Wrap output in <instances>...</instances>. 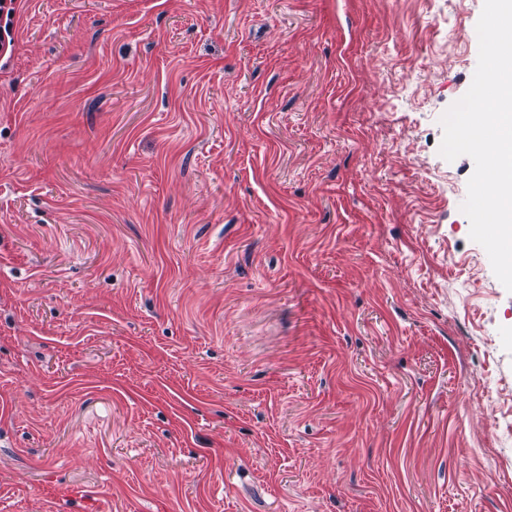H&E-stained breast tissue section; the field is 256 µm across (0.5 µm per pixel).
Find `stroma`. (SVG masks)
Instances as JSON below:
<instances>
[{
  "label": "stroma",
  "instance_id": "obj_1",
  "mask_svg": "<svg viewBox=\"0 0 512 512\" xmlns=\"http://www.w3.org/2000/svg\"><path fill=\"white\" fill-rule=\"evenodd\" d=\"M483 3L17 0L0 512H512Z\"/></svg>",
  "mask_w": 512,
  "mask_h": 512
}]
</instances>
